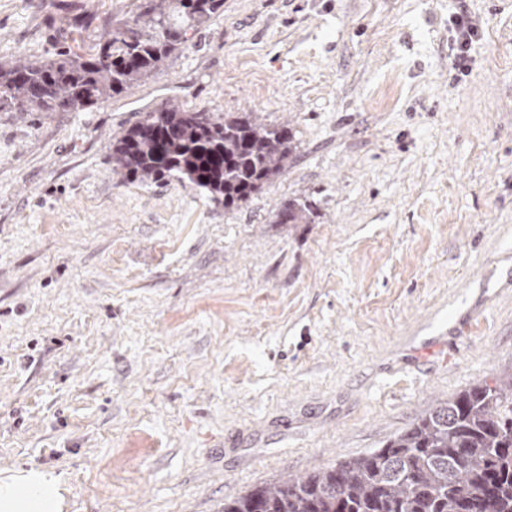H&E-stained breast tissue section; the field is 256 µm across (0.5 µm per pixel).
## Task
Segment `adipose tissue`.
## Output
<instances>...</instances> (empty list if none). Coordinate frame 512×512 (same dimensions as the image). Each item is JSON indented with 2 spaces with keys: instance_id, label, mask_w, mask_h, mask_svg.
<instances>
[{
  "instance_id": "ef3b65f1",
  "label": "adipose tissue",
  "mask_w": 512,
  "mask_h": 512,
  "mask_svg": "<svg viewBox=\"0 0 512 512\" xmlns=\"http://www.w3.org/2000/svg\"><path fill=\"white\" fill-rule=\"evenodd\" d=\"M62 476L31 469L0 478V512H62Z\"/></svg>"
}]
</instances>
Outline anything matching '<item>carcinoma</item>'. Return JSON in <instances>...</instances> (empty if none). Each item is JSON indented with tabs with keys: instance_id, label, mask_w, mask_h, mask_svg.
<instances>
[{
	"instance_id": "carcinoma-1",
	"label": "carcinoma",
	"mask_w": 512,
	"mask_h": 512,
	"mask_svg": "<svg viewBox=\"0 0 512 512\" xmlns=\"http://www.w3.org/2000/svg\"><path fill=\"white\" fill-rule=\"evenodd\" d=\"M224 7V0H140L137 12L84 53L0 62V112L92 108L148 79ZM287 126L168 104L112 140V172L134 181L178 176L235 209L285 172ZM306 200L279 224H309ZM224 512H512V369L432 407L363 456L260 485Z\"/></svg>"
}]
</instances>
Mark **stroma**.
I'll use <instances>...</instances> for the list:
<instances>
[{
  "label": "stroma",
  "mask_w": 512,
  "mask_h": 512,
  "mask_svg": "<svg viewBox=\"0 0 512 512\" xmlns=\"http://www.w3.org/2000/svg\"><path fill=\"white\" fill-rule=\"evenodd\" d=\"M136 5L0 0V60ZM457 5L224 0L125 93L0 112V475L62 474L63 512H220L512 368V0H466L465 69ZM172 102L289 125L294 159L232 210L114 174ZM464 2H459L461 3L460 11L456 13L454 19L457 45L455 59L457 63H465L468 60L473 43L480 39L479 29L472 23ZM314 215L312 204L307 200L289 201L277 214V223L280 224H309Z\"/></svg>",
  "instance_id": "1"
}]
</instances>
